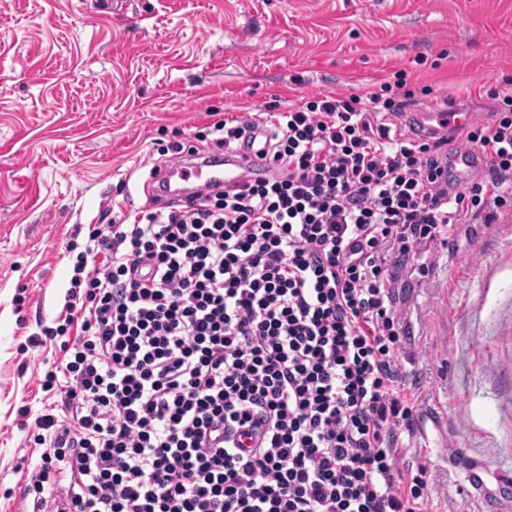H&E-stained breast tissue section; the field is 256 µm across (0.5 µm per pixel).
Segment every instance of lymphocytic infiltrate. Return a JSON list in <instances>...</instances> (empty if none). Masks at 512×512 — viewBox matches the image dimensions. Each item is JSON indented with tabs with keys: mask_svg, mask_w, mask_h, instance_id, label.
<instances>
[{
	"mask_svg": "<svg viewBox=\"0 0 512 512\" xmlns=\"http://www.w3.org/2000/svg\"><path fill=\"white\" fill-rule=\"evenodd\" d=\"M491 97L452 136L393 132L400 80L273 105L269 178L94 226L64 316L28 340L65 365L41 384L63 400L28 439L27 512H422L426 467L396 466L418 415L396 274L512 215V94ZM455 137L487 166L452 192Z\"/></svg>",
	"mask_w": 512,
	"mask_h": 512,
	"instance_id": "1",
	"label": "lymphocytic infiltrate"
}]
</instances>
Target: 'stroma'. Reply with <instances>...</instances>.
<instances>
[{"label":"stroma","instance_id":"35a3bbf8","mask_svg":"<svg viewBox=\"0 0 512 512\" xmlns=\"http://www.w3.org/2000/svg\"><path fill=\"white\" fill-rule=\"evenodd\" d=\"M0 0V512H23L40 453L27 427L57 402L62 355L29 337L60 315L70 241L148 203L165 148L212 118L309 97H369L407 73L413 111L445 96L491 111L512 88V0ZM409 277V463L426 512H496L512 476V219L457 224ZM24 296V307L15 299ZM479 465L482 489L463 479Z\"/></svg>","mask_w":512,"mask_h":512}]
</instances>
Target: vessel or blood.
<instances>
[{
  "instance_id": "b4317fda",
  "label": "vessel or blood",
  "mask_w": 512,
  "mask_h": 512,
  "mask_svg": "<svg viewBox=\"0 0 512 512\" xmlns=\"http://www.w3.org/2000/svg\"><path fill=\"white\" fill-rule=\"evenodd\" d=\"M477 118L476 112L452 104L448 108L429 106L421 112L411 115L412 122L420 129L435 130L439 126L448 124L456 127L470 125ZM266 131L257 127L251 130L250 139L240 149L225 153L223 157H206L197 163L178 162L162 168L159 180L163 187H170L172 179L187 181L197 180L203 185L213 186L255 181L270 176L271 171L260 149L256 148L255 141L265 136ZM454 168L458 180H466L472 170L478 166H485L486 159L475 149L462 150L453 158Z\"/></svg>"
}]
</instances>
